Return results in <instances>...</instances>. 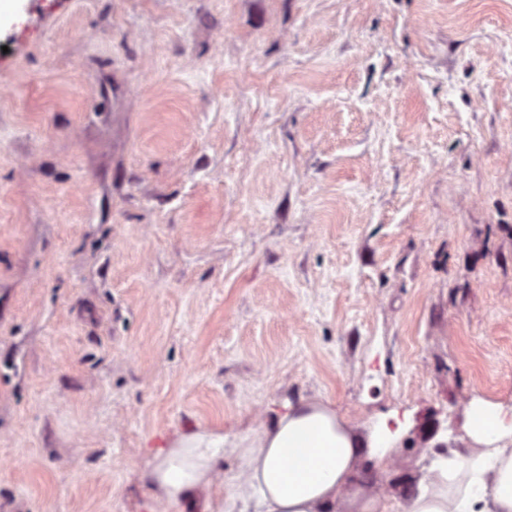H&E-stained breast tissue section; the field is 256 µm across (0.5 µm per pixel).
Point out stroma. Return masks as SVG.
Segmentation results:
<instances>
[{
	"mask_svg": "<svg viewBox=\"0 0 512 512\" xmlns=\"http://www.w3.org/2000/svg\"><path fill=\"white\" fill-rule=\"evenodd\" d=\"M512 407V0H0V512L170 504L176 434Z\"/></svg>",
	"mask_w": 512,
	"mask_h": 512,
	"instance_id": "stroma-1",
	"label": "stroma"
}]
</instances>
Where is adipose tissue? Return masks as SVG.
Returning <instances> with one entry per match:
<instances>
[{
    "label": "adipose tissue",
    "instance_id": "1",
    "mask_svg": "<svg viewBox=\"0 0 512 512\" xmlns=\"http://www.w3.org/2000/svg\"><path fill=\"white\" fill-rule=\"evenodd\" d=\"M465 431L471 447L439 459L429 482L408 498L407 512H512V422L475 398ZM391 443L384 428L360 437L329 404L303 398L253 436L231 439L208 429L181 435L156 456L150 476L178 504L232 455L241 462L246 496L228 512H385L367 489L366 468L380 466Z\"/></svg>",
    "mask_w": 512,
    "mask_h": 512
}]
</instances>
